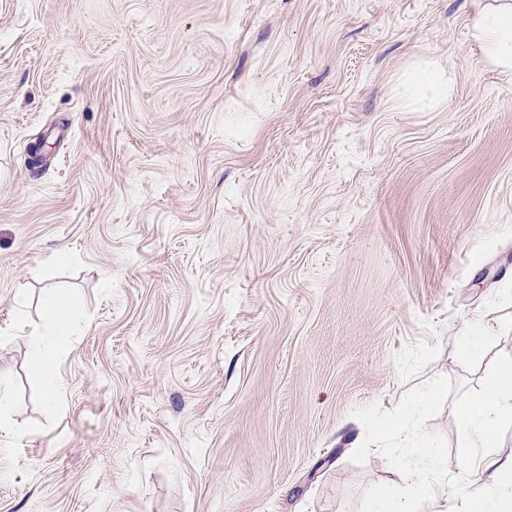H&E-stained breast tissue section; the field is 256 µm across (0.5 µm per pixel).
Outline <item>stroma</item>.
Wrapping results in <instances>:
<instances>
[{"instance_id":"stroma-1","label":"stroma","mask_w":512,"mask_h":512,"mask_svg":"<svg viewBox=\"0 0 512 512\" xmlns=\"http://www.w3.org/2000/svg\"><path fill=\"white\" fill-rule=\"evenodd\" d=\"M489 2L0 0V512H368L430 385L466 480L456 407L512 364ZM424 59L429 112L398 95ZM48 288L80 302L52 400ZM402 96L418 111L426 112L449 102L453 93L452 72L438 63L414 66L401 82ZM45 319L32 327L25 336L33 354L32 371L39 379H48L53 371V361L45 352L48 336H66L78 302L71 296L58 293L54 288L45 289L43 295Z\"/></svg>"}]
</instances>
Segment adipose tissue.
Segmentation results:
<instances>
[{"label": "adipose tissue", "instance_id": "1", "mask_svg": "<svg viewBox=\"0 0 512 512\" xmlns=\"http://www.w3.org/2000/svg\"><path fill=\"white\" fill-rule=\"evenodd\" d=\"M472 37L485 54L487 66L512 73V0H492L472 19ZM403 97L426 112L449 102L453 81L445 67L434 62L414 66L401 82ZM45 319L28 330L26 339L33 354L32 371L40 379L50 378L53 361L45 352L47 340L66 335L78 302L71 296L45 289ZM457 431L467 440L460 458L467 481L447 485L429 474V466L441 455L440 448L420 437L418 459L403 463V484L379 500L372 512H434L439 498L452 496L462 512H512V453L501 450V433L512 427V366L501 369L477 396L463 400L455 413ZM489 483L490 495L477 494L473 486Z\"/></svg>", "mask_w": 512, "mask_h": 512}]
</instances>
